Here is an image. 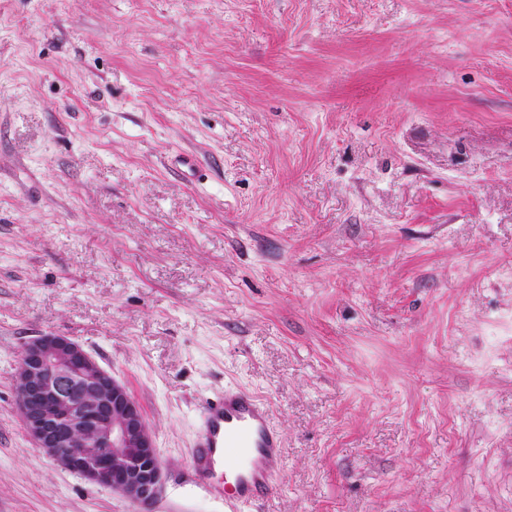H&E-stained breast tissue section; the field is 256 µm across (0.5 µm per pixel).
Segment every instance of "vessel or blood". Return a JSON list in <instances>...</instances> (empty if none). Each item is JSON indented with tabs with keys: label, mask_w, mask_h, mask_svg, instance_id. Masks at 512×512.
I'll return each instance as SVG.
<instances>
[{
	"label": "vessel or blood",
	"mask_w": 512,
	"mask_h": 512,
	"mask_svg": "<svg viewBox=\"0 0 512 512\" xmlns=\"http://www.w3.org/2000/svg\"><path fill=\"white\" fill-rule=\"evenodd\" d=\"M282 453L283 441L270 425L269 406L255 393L228 388L202 407L192 467L206 492L224 488L237 504H251L271 491ZM219 467L225 477L221 486L213 480Z\"/></svg>",
	"instance_id": "b4317fda"
}]
</instances>
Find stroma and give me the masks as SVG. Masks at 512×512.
Returning <instances> with one entry per match:
<instances>
[{
  "label": "stroma",
  "mask_w": 512,
  "mask_h": 512,
  "mask_svg": "<svg viewBox=\"0 0 512 512\" xmlns=\"http://www.w3.org/2000/svg\"><path fill=\"white\" fill-rule=\"evenodd\" d=\"M47 331L151 512H512V0H0V512H137L24 430ZM227 387L284 441L242 509L191 467ZM14 382L17 411L38 453L150 512L163 467L123 382L82 345L51 331L25 342Z\"/></svg>",
  "instance_id": "35a3bbf8"
}]
</instances>
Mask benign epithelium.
<instances>
[{"label": "benign epithelium", "instance_id": "benign-epithelium-1", "mask_svg": "<svg viewBox=\"0 0 512 512\" xmlns=\"http://www.w3.org/2000/svg\"><path fill=\"white\" fill-rule=\"evenodd\" d=\"M14 382L17 411L38 453L148 512L163 467L124 383L82 345L51 331L25 342Z\"/></svg>", "mask_w": 512, "mask_h": 512}]
</instances>
